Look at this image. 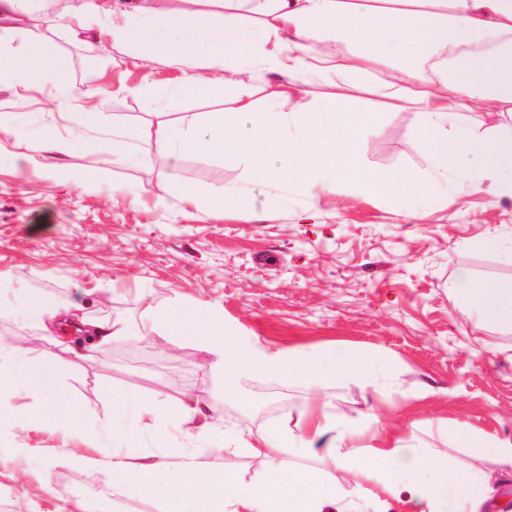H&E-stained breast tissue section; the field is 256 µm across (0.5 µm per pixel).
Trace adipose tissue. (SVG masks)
Instances as JSON below:
<instances>
[{
    "label": "adipose tissue",
    "mask_w": 512,
    "mask_h": 512,
    "mask_svg": "<svg viewBox=\"0 0 512 512\" xmlns=\"http://www.w3.org/2000/svg\"><path fill=\"white\" fill-rule=\"evenodd\" d=\"M199 9L171 12L158 0H68L48 19L50 27L86 33L106 50L138 49V65L164 62L182 68L183 93L213 99L230 96L234 111L248 127L227 128L224 115L211 113L204 133L160 122L113 135L103 144L114 161L125 160L129 141L171 159L187 151L235 164L249 160L260 181H286L308 187L315 177L343 180L356 187L395 197L404 218L417 209L448 175L463 176L469 188L484 180L512 192V0H265L263 18L242 21L243 0H204ZM379 66L376 95L412 103L420 116L418 135L432 168L429 178L377 174L360 168L355 147L362 118L346 121L344 132L326 123L322 111L303 97L309 73L348 74ZM284 75L271 101L293 105L292 115L258 111L238 76L252 67ZM69 61L48 47L42 33L26 31L20 49L0 48V76L19 89L53 83L58 104L86 134L99 130L97 110L105 100L102 87L71 86ZM508 114V122L475 133L465 118L476 107ZM296 134H288V126ZM179 206H208L214 213L252 209L249 196L218 193L196 183L181 184L174 195ZM453 291L462 305L479 307L484 318L512 324V282L473 283L460 273ZM150 319L173 345L194 342L222 372L225 391H235L245 376L272 373L300 380L318 393L296 426L273 423L252 435L205 423L200 440L211 448L235 446L262 459L257 474L204 475L196 448L180 447L183 427L197 413L191 398L172 399L135 390L112 394V415L103 430L112 439L132 441L137 430L154 428L159 443L178 445L175 469L145 461L132 452L97 454L89 463L110 470L112 496L89 505L72 503L70 512H124L126 498L148 492L162 500L165 512H195L211 499L214 512H386L390 502L402 512H481L498 491L495 469L481 473L437 456L401 435L373 432L358 445L359 422L333 421L324 413L325 387L344 378L376 384L383 362L357 352L310 351L292 355L268 345H244L225 327L213 305L153 307ZM20 317L45 332L97 337L109 343L131 337L126 325L110 318L91 320L78 306L55 305L30 294L22 312L0 306V319ZM0 403L23 395L35 402L28 423L75 430L84 405L57 391L58 368L42 354L0 344ZM449 436L475 456L493 457L497 466H512V443L457 426ZM322 449L330 470L289 462L293 450Z\"/></svg>",
    "instance_id": "adipose-tissue-1"
}]
</instances>
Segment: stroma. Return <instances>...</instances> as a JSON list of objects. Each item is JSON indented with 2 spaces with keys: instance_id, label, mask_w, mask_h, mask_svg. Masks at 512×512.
I'll return each instance as SVG.
<instances>
[{
  "instance_id": "1",
  "label": "stroma",
  "mask_w": 512,
  "mask_h": 512,
  "mask_svg": "<svg viewBox=\"0 0 512 512\" xmlns=\"http://www.w3.org/2000/svg\"><path fill=\"white\" fill-rule=\"evenodd\" d=\"M26 26L45 31L52 48L69 58V82L105 75L103 136L160 121L200 122L223 109L204 96L178 93L176 69L134 67L119 49L94 54L84 39L48 27L39 12L27 14ZM54 94L50 83L19 92L2 81L0 115L20 120L30 137L49 126L67 132ZM335 110L372 117L358 145L365 170L428 176L412 104L390 107L357 88ZM155 158L135 142L125 163L111 165L88 144L58 156L61 170L51 174L20 149L0 154V304L16 308L27 293L41 292L90 314L108 309L113 320L145 335L102 345L85 360L78 353L86 337L67 349L0 319V341L27 339L47 351L62 370L59 392L89 409L78 432L27 426L16 416L29 398H12L10 420L0 422V512H63L76 500L109 495L111 472L80 458L92 444L112 447L105 437L92 441L89 432L110 416L112 392L120 387L191 394L204 417L233 431L257 434L281 417L298 418L314 396L309 384L255 374L228 394L222 374L193 344L175 348L151 334L148 307L190 302L219 307L225 326L246 344L293 354L331 347L381 354L391 370L378 385L329 384L331 413L378 417L383 434H409L458 464L492 468L444 431L463 425L512 443V328L464 316L452 286L463 270L477 282L512 280V195L490 180L474 191L452 175L417 218L406 220L383 193L332 183L306 192L286 182L260 184L247 163L228 166L191 152L159 169ZM90 170L98 171L96 180L77 182ZM183 182L252 194L256 205L221 215L172 207L169 193ZM115 184L129 187V195L111 197ZM492 237L502 250L485 248ZM14 448L31 454L12 457ZM62 448L74 456L59 457ZM201 463L207 473L250 476L264 468L231 446L206 452Z\"/></svg>"
}]
</instances>
